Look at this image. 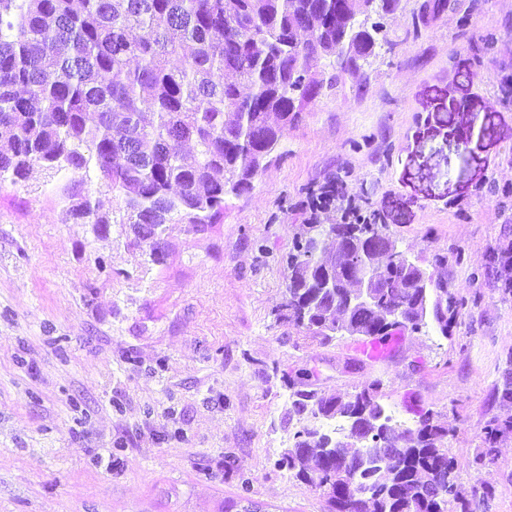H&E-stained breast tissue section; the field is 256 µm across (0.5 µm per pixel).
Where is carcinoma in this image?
<instances>
[{
  "label": "carcinoma",
  "instance_id": "obj_1",
  "mask_svg": "<svg viewBox=\"0 0 512 512\" xmlns=\"http://www.w3.org/2000/svg\"><path fill=\"white\" fill-rule=\"evenodd\" d=\"M369 0H0V181L16 183L38 169L48 178L68 169V215L107 224L84 200L82 185L122 196L128 223L149 237L184 212L210 220L224 197L240 196L266 167L288 127L324 87L356 66L336 51V28L353 20L347 38L359 59L377 38L358 20ZM333 70L329 78L319 64ZM338 241L346 262L334 270L339 287H323L317 250ZM396 248L376 224H308L288 260L283 318L306 334L330 340L364 331L389 343L419 330L429 307L422 268L386 269L373 306H348L354 243ZM298 413L347 423L360 438L368 411L380 435L404 442L398 457L361 458L355 444L304 427L282 464L320 492L321 475L356 473L327 496L329 512H453L457 474L434 414L411 426L391 423L379 384L346 398L296 392ZM387 476L376 497L362 498L378 467ZM440 479L441 494L426 482Z\"/></svg>",
  "mask_w": 512,
  "mask_h": 512
}]
</instances>
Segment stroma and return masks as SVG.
<instances>
[{"label": "stroma", "mask_w": 512, "mask_h": 512, "mask_svg": "<svg viewBox=\"0 0 512 512\" xmlns=\"http://www.w3.org/2000/svg\"><path fill=\"white\" fill-rule=\"evenodd\" d=\"M375 56L289 127L252 189L159 252L70 178L0 182V512H327L279 464L304 424L287 377L379 383L403 421L447 428L467 512H512V0H397ZM335 190L458 303L367 360L279 320L311 196ZM446 256L436 265L437 256Z\"/></svg>", "instance_id": "obj_1"}]
</instances>
